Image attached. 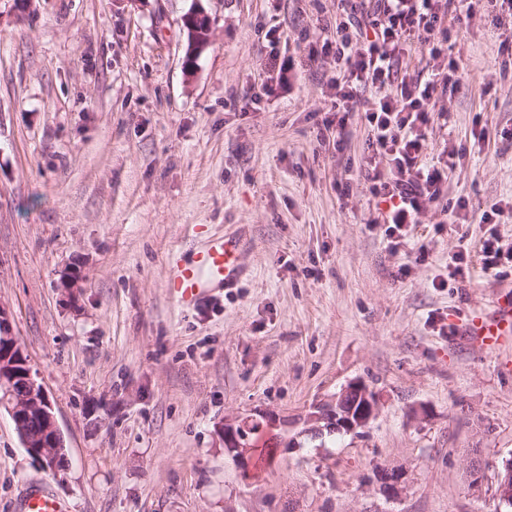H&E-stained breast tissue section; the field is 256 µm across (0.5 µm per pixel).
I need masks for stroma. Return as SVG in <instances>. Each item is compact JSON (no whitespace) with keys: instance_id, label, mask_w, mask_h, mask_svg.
I'll return each instance as SVG.
<instances>
[{"instance_id":"1","label":"stroma","mask_w":512,"mask_h":512,"mask_svg":"<svg viewBox=\"0 0 512 512\" xmlns=\"http://www.w3.org/2000/svg\"><path fill=\"white\" fill-rule=\"evenodd\" d=\"M200 2L209 48L186 58ZM337 0H0V308L44 387L63 465L0 407V512L33 483L68 512H512V346L462 334L512 294V59L482 11L452 14L425 162L459 151L445 198L401 238L374 223L368 127L323 129ZM489 141L475 144L474 126ZM238 238L236 287L177 305L171 254ZM464 274L452 278L453 256ZM78 273L75 295L60 286ZM358 381L356 435L308 415ZM258 422L238 457L223 428ZM483 463L471 487L470 455ZM396 474L393 485L383 476Z\"/></svg>"}]
</instances>
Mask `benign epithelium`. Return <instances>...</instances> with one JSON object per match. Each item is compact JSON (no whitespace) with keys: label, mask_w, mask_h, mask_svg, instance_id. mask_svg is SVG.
Listing matches in <instances>:
<instances>
[{"label":"benign epithelium","mask_w":512,"mask_h":512,"mask_svg":"<svg viewBox=\"0 0 512 512\" xmlns=\"http://www.w3.org/2000/svg\"><path fill=\"white\" fill-rule=\"evenodd\" d=\"M188 32L187 56H199L211 43L212 21L194 6L183 16ZM8 409L15 429L29 454L40 459L59 461L65 457L63 436L57 426L44 387L28 365L21 345L12 334L8 318L0 308V407ZM378 410V398L361 382L345 386L330 404L321 405L308 417V423H325L338 433L354 434L368 426ZM251 425H224V447L231 451L244 448ZM497 497L512 506V461L500 475Z\"/></svg>","instance_id":"1"}]
</instances>
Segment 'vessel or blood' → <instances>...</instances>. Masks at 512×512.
I'll list each match as a JSON object with an SVG mask.
<instances>
[{
    "label": "vessel or blood",
    "instance_id": "obj_1",
    "mask_svg": "<svg viewBox=\"0 0 512 512\" xmlns=\"http://www.w3.org/2000/svg\"><path fill=\"white\" fill-rule=\"evenodd\" d=\"M239 275V242L222 236L199 249L190 261L175 263L167 276L166 288L179 306L188 307L201 303L216 289L233 287ZM465 335L490 350L512 341V297L500 298L493 312L473 321ZM25 509L26 512H67L65 504L39 488L26 494Z\"/></svg>",
    "mask_w": 512,
    "mask_h": 512
}]
</instances>
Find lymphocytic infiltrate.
Listing matches in <instances>:
<instances>
[{"label":"lymphocytic infiltrate","instance_id":"f902f5d3","mask_svg":"<svg viewBox=\"0 0 512 512\" xmlns=\"http://www.w3.org/2000/svg\"><path fill=\"white\" fill-rule=\"evenodd\" d=\"M498 0H339L336 38L324 42L335 72L329 80L331 109L337 130H344L350 113L363 112L372 151L367 178L371 193L382 204L378 223L389 234L417 223L444 193L456 150H448L440 165L424 164V130L431 120L429 106L437 93L456 90V61L421 79H399L398 64L413 44L434 40L450 13L492 8ZM374 94L358 101L357 87Z\"/></svg>","mask_w":512,"mask_h":512}]
</instances>
